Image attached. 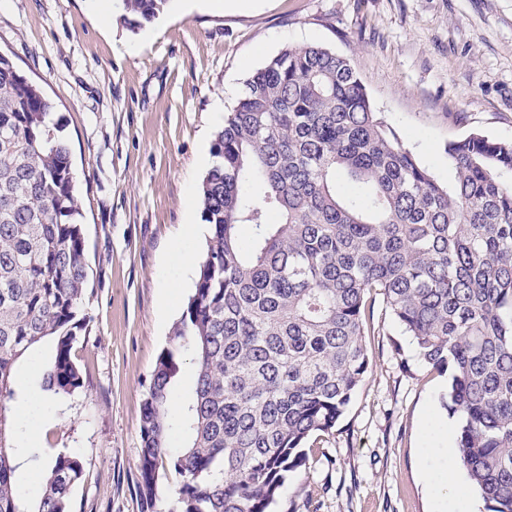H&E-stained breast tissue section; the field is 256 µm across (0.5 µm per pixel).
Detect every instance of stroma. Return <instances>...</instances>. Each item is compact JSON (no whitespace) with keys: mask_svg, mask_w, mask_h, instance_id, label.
<instances>
[{"mask_svg":"<svg viewBox=\"0 0 512 512\" xmlns=\"http://www.w3.org/2000/svg\"><path fill=\"white\" fill-rule=\"evenodd\" d=\"M307 43L350 59L374 110L441 183L454 179L448 141L512 140V0H170L136 30L117 17L102 26L91 0H0V52L54 105L88 248L89 325L74 349L84 389L44 401L37 356L15 381L30 411L21 446L83 460L75 512H144L141 403L197 278L170 247L201 219L225 112L256 70ZM374 326L364 382L333 432L310 440L272 512H436L420 451L442 445L425 425L449 417V375L421 360L383 305Z\"/></svg>","mask_w":512,"mask_h":512,"instance_id":"1","label":"stroma"}]
</instances>
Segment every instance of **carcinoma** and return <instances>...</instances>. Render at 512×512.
<instances>
[{
	"label": "carcinoma",
	"instance_id": "cac0c4a2",
	"mask_svg": "<svg viewBox=\"0 0 512 512\" xmlns=\"http://www.w3.org/2000/svg\"><path fill=\"white\" fill-rule=\"evenodd\" d=\"M120 2L135 30L169 0ZM53 109L0 54V512H72L83 474L73 452L18 447L10 409L19 365L44 343L46 398L85 387L73 350L88 253ZM211 153L207 252L173 330L196 376L173 415L177 353L152 371L139 424L146 509L168 464L184 477L170 512H270L306 466L307 439L330 433L361 387L380 298L421 359L450 371L471 489L487 512H512V141H449L455 175L443 184L374 111L349 59L305 44L247 80ZM24 456L42 472L30 500L17 484Z\"/></svg>",
	"mask_w": 512,
	"mask_h": 512
}]
</instances>
